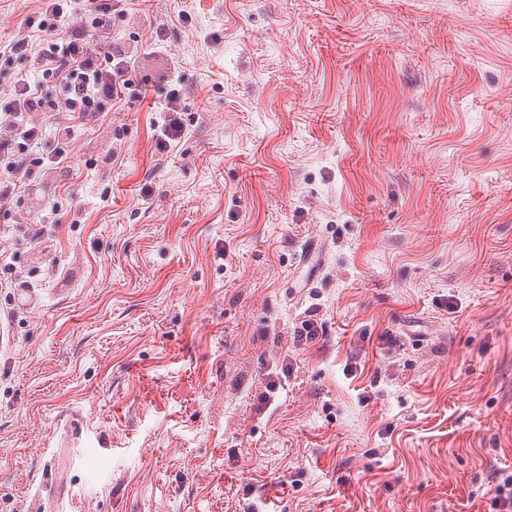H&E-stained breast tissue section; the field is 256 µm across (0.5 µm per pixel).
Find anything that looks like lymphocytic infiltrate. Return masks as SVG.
I'll list each match as a JSON object with an SVG mask.
<instances>
[{"label": "lymphocytic infiltrate", "mask_w": 512, "mask_h": 512, "mask_svg": "<svg viewBox=\"0 0 512 512\" xmlns=\"http://www.w3.org/2000/svg\"><path fill=\"white\" fill-rule=\"evenodd\" d=\"M10 53L26 62L0 84V209L20 208L47 170L68 162L78 125L107 105L145 97L136 49L111 45L113 15L126 0H38ZM40 32L39 43L27 34Z\"/></svg>", "instance_id": "lymphocytic-infiltrate-1"}]
</instances>
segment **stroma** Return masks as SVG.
Returning a JSON list of instances; mask_svg holds the SVG:
<instances>
[{
    "label": "stroma",
    "mask_w": 512,
    "mask_h": 512,
    "mask_svg": "<svg viewBox=\"0 0 512 512\" xmlns=\"http://www.w3.org/2000/svg\"><path fill=\"white\" fill-rule=\"evenodd\" d=\"M110 37L176 65L185 134L159 86L101 113L62 222L0 236V512H505L512 0H129ZM170 73L171 70L167 71L164 81L172 88L167 92L164 101L165 107L162 110V112L169 113L165 116L164 124L157 130L159 137L157 139V146L161 149L166 148L167 144L170 146L171 141L179 140L184 135V124L178 115L180 114L179 112H183L185 108L182 106L183 98L181 90L176 88L173 84L174 76ZM327 330L325 325L319 323L316 319H305L301 322V326L294 329L293 345L308 344L315 341L319 336H326Z\"/></svg>",
    "instance_id": "1"
}]
</instances>
